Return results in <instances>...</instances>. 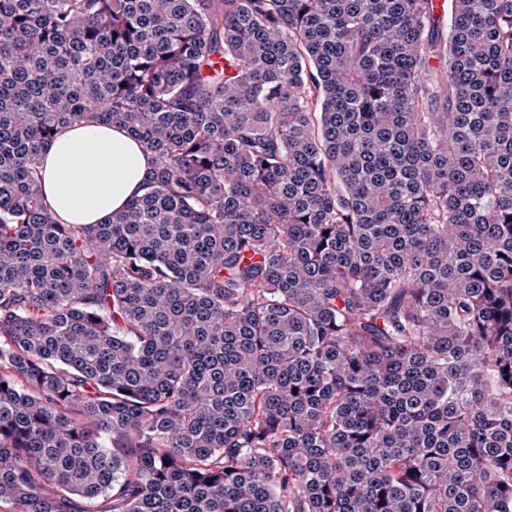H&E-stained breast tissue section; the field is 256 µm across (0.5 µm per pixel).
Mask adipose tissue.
<instances>
[{
  "label": "adipose tissue",
  "mask_w": 512,
  "mask_h": 512,
  "mask_svg": "<svg viewBox=\"0 0 512 512\" xmlns=\"http://www.w3.org/2000/svg\"><path fill=\"white\" fill-rule=\"evenodd\" d=\"M153 158L119 126L71 124L40 155L42 192L65 224H100L147 191Z\"/></svg>",
  "instance_id": "1"
}]
</instances>
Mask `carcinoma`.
Listing matches in <instances>:
<instances>
[{"label":"carcinoma","instance_id":"obj_1","mask_svg":"<svg viewBox=\"0 0 512 512\" xmlns=\"http://www.w3.org/2000/svg\"><path fill=\"white\" fill-rule=\"evenodd\" d=\"M0 0V503L512 512V0ZM112 123L149 192L62 224ZM152 155L119 126L71 124L40 155L42 192L64 224H100L147 191Z\"/></svg>","mask_w":512,"mask_h":512}]
</instances>
